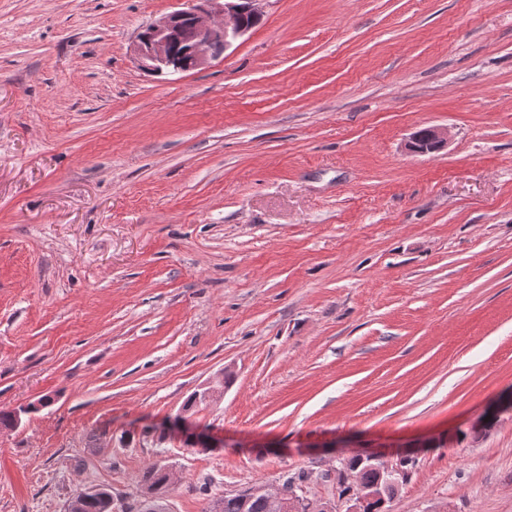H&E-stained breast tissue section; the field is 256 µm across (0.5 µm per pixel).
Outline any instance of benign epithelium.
<instances>
[{
	"instance_id": "benign-epithelium-1",
	"label": "benign epithelium",
	"mask_w": 512,
	"mask_h": 512,
	"mask_svg": "<svg viewBox=\"0 0 512 512\" xmlns=\"http://www.w3.org/2000/svg\"><path fill=\"white\" fill-rule=\"evenodd\" d=\"M193 6L176 10L144 27L146 34H137L131 50L141 70L153 74L176 73L183 70L181 56L173 46L177 23L188 16L193 19V35L186 49L191 69L198 70L222 56L217 47L228 49L238 38L250 31L239 17L244 10L262 13L263 0H192ZM254 494L269 498L274 512H303L308 496L288 490L279 484L258 485Z\"/></svg>"
}]
</instances>
